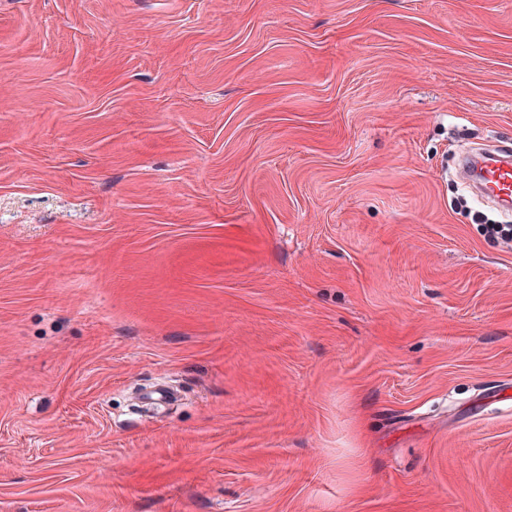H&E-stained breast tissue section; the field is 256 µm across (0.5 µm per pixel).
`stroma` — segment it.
<instances>
[{"mask_svg":"<svg viewBox=\"0 0 512 512\" xmlns=\"http://www.w3.org/2000/svg\"><path fill=\"white\" fill-rule=\"evenodd\" d=\"M489 140L512 0H0V512H512ZM457 176L472 186L482 200L512 208V158L510 152L501 155L468 148L461 152Z\"/></svg>","mask_w":512,"mask_h":512,"instance_id":"stroma-1","label":"stroma"}]
</instances>
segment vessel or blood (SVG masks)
I'll return each instance as SVG.
<instances>
[{
	"mask_svg": "<svg viewBox=\"0 0 512 512\" xmlns=\"http://www.w3.org/2000/svg\"><path fill=\"white\" fill-rule=\"evenodd\" d=\"M457 176L482 200L512 208V154L466 149L460 155Z\"/></svg>",
	"mask_w": 512,
	"mask_h": 512,
	"instance_id": "b4317fda",
	"label": "vessel or blood"
}]
</instances>
